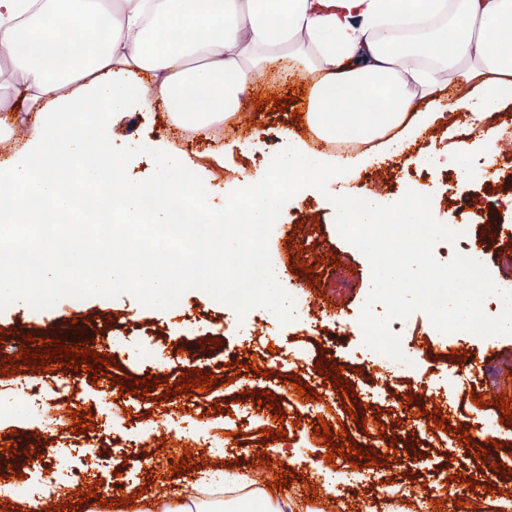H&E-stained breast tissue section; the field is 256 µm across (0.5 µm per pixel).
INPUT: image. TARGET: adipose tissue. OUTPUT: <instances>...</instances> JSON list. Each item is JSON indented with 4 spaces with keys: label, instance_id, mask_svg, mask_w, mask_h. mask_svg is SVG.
<instances>
[{
    "label": "adipose tissue",
    "instance_id": "ef3b65f1",
    "mask_svg": "<svg viewBox=\"0 0 512 512\" xmlns=\"http://www.w3.org/2000/svg\"><path fill=\"white\" fill-rule=\"evenodd\" d=\"M106 19L105 0H0V58L15 67L14 89L32 111V150L11 161L8 172L22 188L21 205L37 210L52 199L58 211H75L64 171L81 165L96 186L99 203L119 202L144 219L149 242L178 237L194 248L189 274L170 273L143 262L109 279L135 281L147 301L174 304L172 285L224 296V281L210 276L197 224L181 222L171 200L180 197L210 211L215 227L224 213L211 210L196 173L170 153L158 155L159 176L140 183L125 175V154L109 134L112 114L134 101L159 96L174 122L205 128L235 111L256 81L257 66L298 43L314 49L324 76L310 105V118L326 138L374 140L392 153L390 130L410 143L440 119L419 108L441 87L442 75L460 76L474 90L457 107L491 112L512 101V0H120ZM84 31L81 39L72 38ZM96 142L94 162L81 164L82 141ZM53 233L31 239L37 268L15 291L0 293V306L51 299L65 263L79 252L51 214H41ZM237 470L224 473L228 497L202 504L176 494L161 502L141 496L134 512H243L232 490L249 484Z\"/></svg>",
    "mask_w": 512,
    "mask_h": 512
}]
</instances>
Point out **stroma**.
Returning a JSON list of instances; mask_svg holds the SVG:
<instances>
[{"label": "stroma", "mask_w": 512, "mask_h": 512, "mask_svg": "<svg viewBox=\"0 0 512 512\" xmlns=\"http://www.w3.org/2000/svg\"><path fill=\"white\" fill-rule=\"evenodd\" d=\"M290 52L303 56L299 72L282 78L270 71L242 97L241 107L255 108L256 97L272 95L284 99L285 111L265 105L258 109L256 123L242 124L236 136L182 142L171 123L170 114L160 105L133 103L114 114L111 134L126 135L128 178L149 183L158 177L152 150L163 145L177 155H186L204 169L211 188L212 208L224 207L229 190L218 176L224 172H261L267 157L278 152L286 136L307 145L317 138L307 120H295L294 112H308L312 93L320 81L307 49L293 44ZM0 119L9 128V137L0 143V162L30 151V118L20 96L0 98ZM497 141V124L483 123L480 133L461 137L454 115L429 128L414 144L403 146L399 154L363 169L358 182L376 177L385 181L393 199L404 193V164L420 169L426 150L442 152L445 146L466 143L470 151L465 170L446 165L450 190L441 191L433 206L441 222L455 221L465 209L482 211L480 223L466 225L465 239L484 244L489 272H496L494 256L502 248L512 249V169L495 170L489 159ZM342 182L329 183L328 193L311 192L299 200H289L279 216L280 223L300 225L295 236L271 234L269 253L275 265L278 286L274 295L280 305L262 301L241 317L225 308L220 300L199 291L184 289L178 303L167 306L148 303L139 292L114 288L102 294L80 292L69 297L54 293L50 306L27 299L11 308L0 309V360L16 356L31 333L43 340L60 339L62 344L87 343L91 350L110 356L104 371L115 377L140 380L158 377L148 398L121 396L120 385L104 390L86 370H72L49 362L47 372L38 374L19 369L15 374L0 372V391L9 392L27 385L28 394L17 404L14 415L0 421V446L17 445L31 451L30 459L9 469L6 480L11 492L0 504L18 507L30 498L41 500L46 512L73 502L76 486L103 485L110 497L131 498L144 482H151L156 497H170L198 480L201 474L220 477L225 467L238 466L241 472L267 482L275 473L296 472L297 481L284 484L282 495L310 512H405L406 492H415L421 501L443 499L456 503L464 499L461 512H512V425L507 424L493 401L499 391L484 378L485 368L496 370L512 362V335L455 336L437 332L424 312L401 321L399 331L416 359V369L398 375L389 373L382 360L366 361V348L359 325L362 306L371 289L370 266L365 256L340 236L335 209L329 195H341ZM309 263L313 274L297 271L300 262ZM321 279L314 294L323 295L336 316L327 319L321 312L307 313L294 320L288 316L285 283ZM339 277H352L356 288L337 291ZM121 346H113V337ZM156 352L159 363L145 360ZM470 356L474 364L462 371L460 362ZM337 364L339 379L320 374L319 364ZM214 377L210 391L194 395H166L182 373L189 369ZM288 374L297 375L317 394L304 402ZM353 385L351 398L337 390V381ZM270 391L283 409L288 426L281 439L266 440L263 430H275L273 409L258 404L255 394ZM429 394L427 403L407 404V395ZM482 396L486 407L471 402ZM75 399L78 411L94 417L92 430L81 434L43 430L34 409L35 401ZM357 405L356 415H348L346 404ZM443 409L447 430L429 428L428 412ZM328 421L331 432L347 429L350 441L368 449H383L397 455V462L374 469L351 466L341 457H329L322 434L316 428ZM492 431H485V422ZM224 427L220 447H208L212 424ZM462 427L472 437V448L459 444L451 430ZM191 441L199 447L201 469L175 476L169 466L155 469L143 464L145 455L164 457L167 449ZM497 442L496 463L506 465V473H487L477 458L479 447ZM474 477L475 486L457 481V474ZM494 490H487L488 482ZM316 488L314 500H307V488Z\"/></svg>", "instance_id": "35a3bbf8"}]
</instances>
